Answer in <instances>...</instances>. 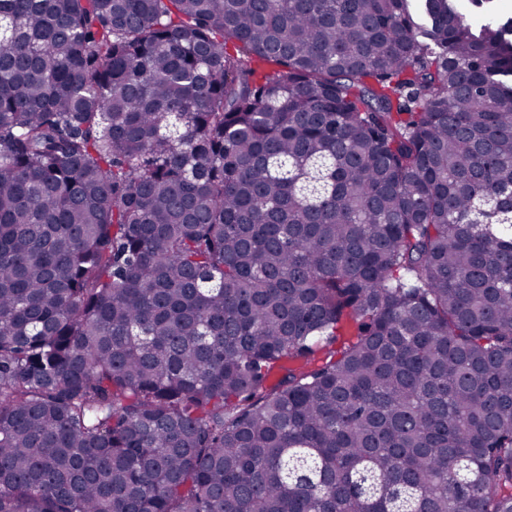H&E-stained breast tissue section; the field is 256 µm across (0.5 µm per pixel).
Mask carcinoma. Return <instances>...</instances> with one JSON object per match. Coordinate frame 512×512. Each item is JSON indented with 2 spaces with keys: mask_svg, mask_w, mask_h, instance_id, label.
I'll list each match as a JSON object with an SVG mask.
<instances>
[{
  "mask_svg": "<svg viewBox=\"0 0 512 512\" xmlns=\"http://www.w3.org/2000/svg\"><path fill=\"white\" fill-rule=\"evenodd\" d=\"M486 2L0 0V512H512Z\"/></svg>",
  "mask_w": 512,
  "mask_h": 512,
  "instance_id": "cac0c4a2",
  "label": "carcinoma"
}]
</instances>
